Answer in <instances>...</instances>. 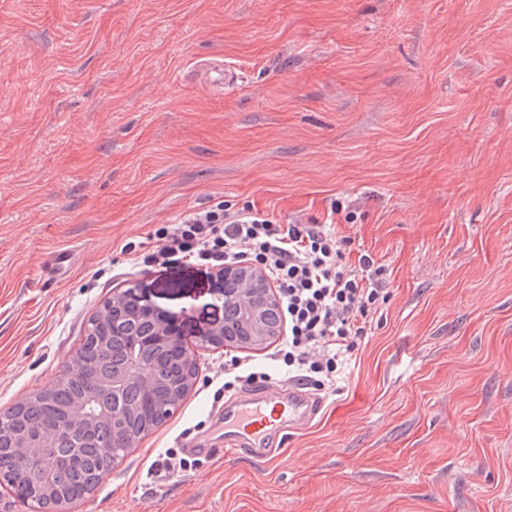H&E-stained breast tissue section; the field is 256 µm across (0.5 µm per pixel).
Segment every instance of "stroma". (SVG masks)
Wrapping results in <instances>:
<instances>
[{"label": "stroma", "mask_w": 512, "mask_h": 512, "mask_svg": "<svg viewBox=\"0 0 512 512\" xmlns=\"http://www.w3.org/2000/svg\"><path fill=\"white\" fill-rule=\"evenodd\" d=\"M220 199L350 205L372 334L271 460L224 450L225 351L195 352L70 512H512V0H0V413L75 369L116 290L190 344L222 320L213 270L123 251ZM190 441L216 456L153 472Z\"/></svg>", "instance_id": "stroma-1"}]
</instances>
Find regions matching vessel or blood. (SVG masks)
Wrapping results in <instances>:
<instances>
[{"instance_id": "b4317fda", "label": "vessel or blood", "mask_w": 512, "mask_h": 512, "mask_svg": "<svg viewBox=\"0 0 512 512\" xmlns=\"http://www.w3.org/2000/svg\"><path fill=\"white\" fill-rule=\"evenodd\" d=\"M323 401L303 391L301 385L288 387L287 398H279L268 386H260L240 396L224 411V427L233 448H265L270 438L279 436L284 425L313 420Z\"/></svg>"}]
</instances>
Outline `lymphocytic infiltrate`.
Wrapping results in <instances>:
<instances>
[{"label": "lymphocytic infiltrate", "instance_id": "f902f5d3", "mask_svg": "<svg viewBox=\"0 0 512 512\" xmlns=\"http://www.w3.org/2000/svg\"><path fill=\"white\" fill-rule=\"evenodd\" d=\"M343 210L335 201L322 220L285 223L255 205L220 200L159 225L151 247L131 241L124 249L136 264L261 267L276 286L288 327L273 361L332 391L361 339L371 335L384 299L381 269L369 254L354 253V238L334 228ZM353 254L354 264L348 261Z\"/></svg>", "mask_w": 512, "mask_h": 512}]
</instances>
